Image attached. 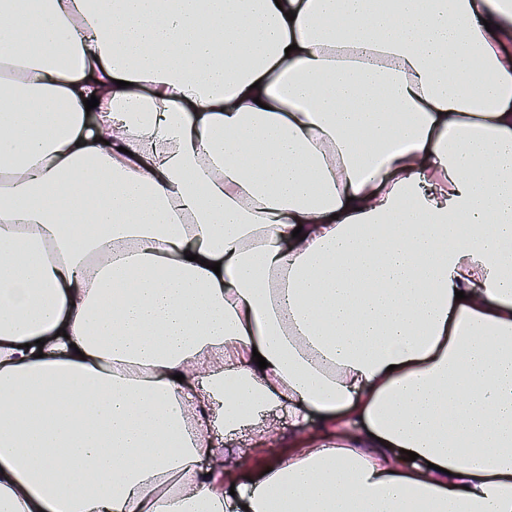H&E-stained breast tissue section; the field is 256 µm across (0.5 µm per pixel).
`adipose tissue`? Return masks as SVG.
<instances>
[{
	"instance_id": "obj_1",
	"label": "adipose tissue",
	"mask_w": 512,
	"mask_h": 512,
	"mask_svg": "<svg viewBox=\"0 0 512 512\" xmlns=\"http://www.w3.org/2000/svg\"><path fill=\"white\" fill-rule=\"evenodd\" d=\"M274 500L512 512V0H0V512ZM267 423L270 430L268 444L269 454H288V448L292 444V434L296 437H307L318 429L319 421L312 417L303 432H295L294 427L288 424V416L278 412H271L267 417ZM289 444V446H288ZM248 444L239 446L243 448H222L224 450V459L234 465H238L235 472L243 479L254 477L264 463L262 457L256 456L254 452L252 453V448H249L251 446Z\"/></svg>"
}]
</instances>
